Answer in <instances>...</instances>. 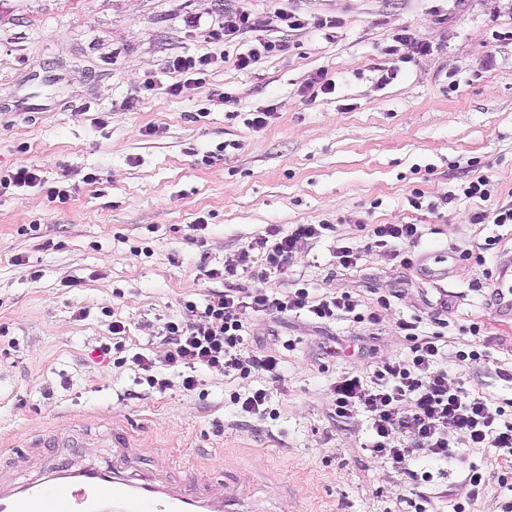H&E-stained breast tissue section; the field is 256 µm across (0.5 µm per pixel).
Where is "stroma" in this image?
<instances>
[{
	"label": "stroma",
	"instance_id": "1",
	"mask_svg": "<svg viewBox=\"0 0 512 512\" xmlns=\"http://www.w3.org/2000/svg\"><path fill=\"white\" fill-rule=\"evenodd\" d=\"M224 3L0 0V179L34 167L68 192L52 202L41 188L0 182V455L49 464L55 439L75 462H99L111 449L96 435L120 430L139 467L244 479L248 512H415L414 487L427 512H503L512 489L497 477L512 463L456 448L443 476L413 484L363 450L365 415L336 420L328 387L405 359L397 319L420 315L432 332L440 318L449 385L512 421V314L494 295L512 251V225L494 222L512 200V39L495 38L512 32V0H284L306 21L298 31L272 21L274 0H246L269 21L258 37L283 51L241 70L234 58L254 39L232 40L202 87L170 95L169 58L208 52L201 30L222 25ZM327 17L337 25L321 26ZM400 29L429 54L402 61L391 50ZM320 73L335 89L308 98ZM263 111L266 126L251 127ZM478 176L486 199L465 197L463 181ZM271 224L326 231L268 279L270 290L299 282L366 305L389 295L383 323L258 316L249 331L280 355L282 383L201 369L194 392L150 387L166 369L144 372L133 355L155 357L166 322L189 319L185 301L223 290L205 268ZM372 224L417 225L410 253L437 252L448 277L429 281L372 248ZM344 245L361 253L354 268L338 263ZM115 320L127 325L124 348L103 361ZM471 349L484 361L458 359ZM255 388L269 389L274 416L231 402ZM473 468L487 474L483 486L467 481Z\"/></svg>",
	"mask_w": 512,
	"mask_h": 512
}]
</instances>
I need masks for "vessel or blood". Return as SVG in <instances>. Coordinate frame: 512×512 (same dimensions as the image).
<instances>
[{
	"mask_svg": "<svg viewBox=\"0 0 512 512\" xmlns=\"http://www.w3.org/2000/svg\"><path fill=\"white\" fill-rule=\"evenodd\" d=\"M114 442L106 465L77 467L63 456L36 478H0V512H238L233 489H216L214 473L178 479L165 464L141 473L129 441Z\"/></svg>",
	"mask_w": 512,
	"mask_h": 512,
	"instance_id": "obj_1",
	"label": "vessel or blood"
}]
</instances>
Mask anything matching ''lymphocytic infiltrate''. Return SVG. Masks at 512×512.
Returning <instances> with one entry per match:
<instances>
[{
    "mask_svg": "<svg viewBox=\"0 0 512 512\" xmlns=\"http://www.w3.org/2000/svg\"><path fill=\"white\" fill-rule=\"evenodd\" d=\"M261 26L259 18L243 6L225 8L223 26L204 32L209 52L168 60L169 69L182 76L169 85V94L178 96L202 85L209 66L223 57V43ZM325 230L322 224H296L285 233L278 225H268L264 234L225 255L222 267L206 270L208 279L226 282V289L200 305L186 302L193 321L165 324L162 361L177 369L184 391L198 388L200 368L243 378L257 372L280 380L279 357L254 350L255 339L248 332L252 317L295 313L320 324L341 318L373 326L383 322V312L391 306L385 296L378 298L376 306L367 307L348 293L318 295L304 286L273 293L265 287L267 277L283 273L289 259L323 237ZM370 236L375 247L398 259L400 266H412L413 259L402 246L418 239L417 225L375 224ZM257 262L262 269L256 273L252 266ZM247 272L253 275L252 285L233 286V279ZM395 329L409 342V355L384 363L367 376H339L330 386L336 418L367 414L371 424L367 448L372 457L404 472L419 457L434 465L446 461L455 441L468 448H491L498 456L511 458L512 422H498L475 393L449 387L448 370L441 363L440 332L423 333L417 316L397 319ZM452 432L457 435L453 441L448 438Z\"/></svg>",
    "mask_w": 512,
    "mask_h": 512,
    "instance_id": "1",
    "label": "lymphocytic infiltrate"
}]
</instances>
